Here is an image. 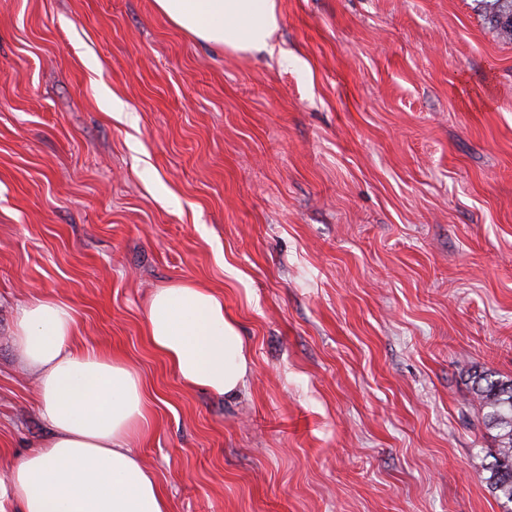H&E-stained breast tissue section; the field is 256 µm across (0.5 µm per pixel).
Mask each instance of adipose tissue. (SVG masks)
Masks as SVG:
<instances>
[{"label": "adipose tissue", "mask_w": 512, "mask_h": 512, "mask_svg": "<svg viewBox=\"0 0 512 512\" xmlns=\"http://www.w3.org/2000/svg\"><path fill=\"white\" fill-rule=\"evenodd\" d=\"M194 38L237 53H274L278 0H154ZM150 345L186 387L227 397L252 374L250 349L224 296L186 281L157 289L146 314ZM70 306L38 298L21 308L16 343L34 376L47 439L0 479V512H171L153 472L129 446L146 435L144 386L122 357L74 346Z\"/></svg>", "instance_id": "ef3b65f1"}]
</instances>
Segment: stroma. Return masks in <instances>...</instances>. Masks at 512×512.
<instances>
[{
    "label": "stroma",
    "instance_id": "obj_1",
    "mask_svg": "<svg viewBox=\"0 0 512 512\" xmlns=\"http://www.w3.org/2000/svg\"><path fill=\"white\" fill-rule=\"evenodd\" d=\"M278 2L272 57L0 0V478L48 435L15 328L55 298L140 373L173 512H504L469 372L512 378V44L474 0ZM187 280L251 347L234 398L146 336Z\"/></svg>",
    "mask_w": 512,
    "mask_h": 512
}]
</instances>
